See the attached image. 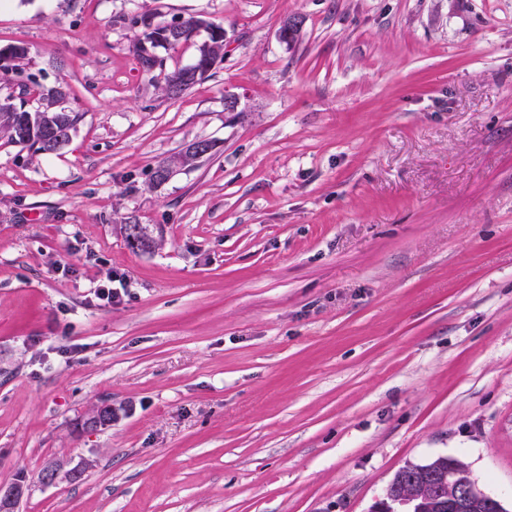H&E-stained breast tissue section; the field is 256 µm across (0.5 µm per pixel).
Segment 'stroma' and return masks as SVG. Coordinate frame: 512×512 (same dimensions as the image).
<instances>
[{
    "label": "stroma",
    "mask_w": 512,
    "mask_h": 512,
    "mask_svg": "<svg viewBox=\"0 0 512 512\" xmlns=\"http://www.w3.org/2000/svg\"><path fill=\"white\" fill-rule=\"evenodd\" d=\"M146 12L223 25V61L167 97L196 48L142 72ZM10 45L0 97L35 108L31 74L81 114L56 154L0 133L18 512H370L438 456L512 512V0H8Z\"/></svg>",
    "instance_id": "35a3bbf8"
}]
</instances>
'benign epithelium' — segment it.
Returning <instances> with one entry per match:
<instances>
[{"mask_svg":"<svg viewBox=\"0 0 512 512\" xmlns=\"http://www.w3.org/2000/svg\"><path fill=\"white\" fill-rule=\"evenodd\" d=\"M203 24L204 20L197 16H183L166 24V33L169 40L180 41L189 34L190 29ZM111 426L110 403L100 405L83 421V427L93 430ZM466 470L468 466L458 458L451 459L446 472L428 467L415 468L412 490L385 493L376 502L372 512H422L421 504L426 502H447L455 512H470L479 504L487 505L493 512H506L500 500L485 493L476 484L462 485L456 481L457 473ZM26 490L27 486L22 482H14L7 487L0 486V512H17V504Z\"/></svg>","mask_w":512,"mask_h":512,"instance_id":"obj_1","label":"benign epithelium"}]
</instances>
